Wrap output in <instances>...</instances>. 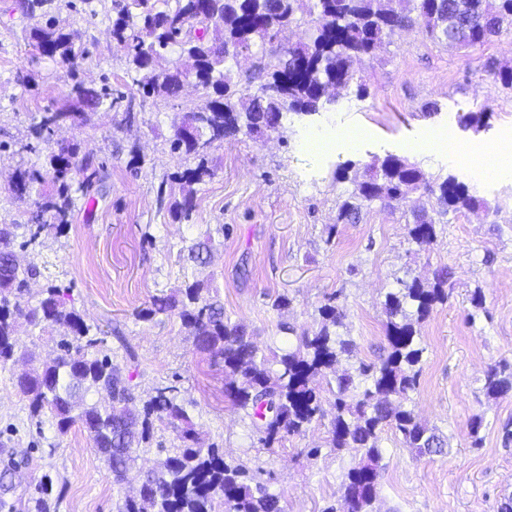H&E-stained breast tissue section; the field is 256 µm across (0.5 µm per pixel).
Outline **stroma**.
I'll list each match as a JSON object with an SVG mask.
<instances>
[{
    "instance_id": "stroma-1",
    "label": "stroma",
    "mask_w": 512,
    "mask_h": 512,
    "mask_svg": "<svg viewBox=\"0 0 512 512\" xmlns=\"http://www.w3.org/2000/svg\"><path fill=\"white\" fill-rule=\"evenodd\" d=\"M92 6L88 14L69 0L52 4L60 26L87 50L71 77L35 56L34 20L18 0H0V142L7 145L0 151V224L31 219L32 200L13 194L11 176L19 168H48L46 148L26 149L41 113L65 105L76 78L96 90L110 83L117 98L111 111L87 110L82 122L56 131L55 141L92 152L109 177L102 190L73 193V218L63 232L18 250L21 263L41 270L32 291L66 286L68 307L104 338L138 393L176 386L205 442L267 482L285 512H323L341 505L342 481L355 462L353 451L328 448L329 418L264 446L246 411L225 400L223 365L194 350L179 317L142 321L138 311L185 279L207 281L224 301L225 319L242 324L265 354L317 330L318 308L333 294L345 315L339 332L354 342L339 368L351 371L388 352L386 294L415 278L431 281L447 268L449 295L418 326L422 373L403 402L438 429L447 447L419 457L384 429L385 467L373 508L498 512L512 498V447H505L502 430L512 422V394L490 398L483 385L491 364L512 363V173L477 177L464 159L429 145L439 133L481 153L512 143V92L483 69L493 58L512 65V33L458 50L433 43L417 28L398 32L374 58L355 65L368 97L358 98L352 87L339 90L328 112L311 119L289 115L285 137L240 134L213 149V174L195 187L196 209L178 221L160 205L158 190L197 164L171 153L168 140L199 94L188 86L175 97H143L112 41V0H92ZM483 107L491 112L488 129L459 127V113ZM351 129L360 133L353 150L309 146ZM389 154L434 176H456L488 208L448 214L428 246L408 235L412 212L435 206L420 190L409 192L402 209L375 203L362 209L357 223L338 222L353 190L351 182L337 180L339 165L361 167ZM206 236L212 239L209 264L184 261L185 247ZM280 296L289 305L277 310L272 302ZM22 370L19 364L0 368V471H13L7 501L21 510L47 476L51 512H118L135 481L114 484L79 427L62 434L52 420L31 419L15 390ZM477 417L476 447L470 424Z\"/></svg>"
}]
</instances>
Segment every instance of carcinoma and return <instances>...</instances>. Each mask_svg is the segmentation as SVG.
<instances>
[{
    "label": "carcinoma",
    "mask_w": 512,
    "mask_h": 512,
    "mask_svg": "<svg viewBox=\"0 0 512 512\" xmlns=\"http://www.w3.org/2000/svg\"><path fill=\"white\" fill-rule=\"evenodd\" d=\"M46 0H22L30 16H39L31 29L33 47L42 57L67 69L74 78L69 96L81 106L112 109V88L98 91L75 79L85 48L46 13L36 14ZM112 40L125 56L133 83L148 97H175L187 83L202 92V105L184 113L169 139L173 153L199 159L194 168L175 178L181 196L171 203L176 219H188L195 209L194 185L211 177L206 156L224 139L239 131L262 137L281 133L284 114L319 115L331 100L325 87L357 83L358 96H368L354 64L373 57L398 31L418 27L433 41L460 49L483 45L512 29V0H114ZM285 28L302 32L287 47L279 42ZM249 55L246 75L236 70L238 58ZM485 68L512 90V66L489 60ZM283 87L286 95L267 93L269 85ZM81 112L48 110L33 127L38 143L50 147L56 128L82 119ZM488 109L459 115L465 130L487 126ZM49 177L36 169H18L12 191L23 197L34 184L49 182L51 189L38 194L31 223L0 224V367L28 356L15 338L24 326L46 324L65 330L56 343V356L40 367L16 377L15 388L27 401L29 416L48 414L59 433L79 424L104 456L112 479L126 481L136 470L144 484L139 496L125 497L119 512H284L279 497L240 465L225 460L215 445H204L174 386L157 387L137 399L119 364L101 354L100 340L90 334L83 317L66 306L64 291L51 284L40 298H27L28 282L41 275L35 265L14 262L17 230L25 228L19 247L39 243L49 228L70 223L72 185L88 193L107 178L104 166L91 169L92 154L78 156L75 147L50 152ZM84 174L77 182L75 176ZM336 179L354 185L337 220L353 223L363 207L374 202L396 210L411 190L434 197L436 214L471 210L488 203L470 193L467 184L448 175L432 177L407 160L389 155L379 163L355 170L348 162ZM437 220L423 211L413 213L408 233L419 245L436 238ZM211 238L192 243L187 259L203 266ZM448 271L434 273L433 283L415 278L389 292L383 303L386 315V357L362 363L356 374L336 377L334 414L328 445L352 448L360 455L344 475L343 512H373L377 497L382 453L378 446L385 428L394 430L418 456L444 453L445 439L437 429L419 421L414 412L394 400L404 398L419 385L424 348L416 324L431 313L447 294ZM331 294L318 307L320 328L296 337L294 345L268 358L259 354L246 328L224 318V303L210 294L201 280L186 282L174 293L157 297L137 317L149 321L158 314H175L191 330L194 350L224 363V396L235 407L251 410L260 441L272 446L284 435H300L324 417L319 376L336 373L341 357L354 342L336 333L344 313ZM104 396L88 404L87 393ZM484 391L498 398L512 391V364L501 361L487 371ZM179 433L181 448L153 446L157 424ZM156 448L157 466L137 470L140 454ZM38 496L29 499L27 512H50L49 484L42 482Z\"/></svg>",
    "instance_id": "carcinoma-1"
}]
</instances>
